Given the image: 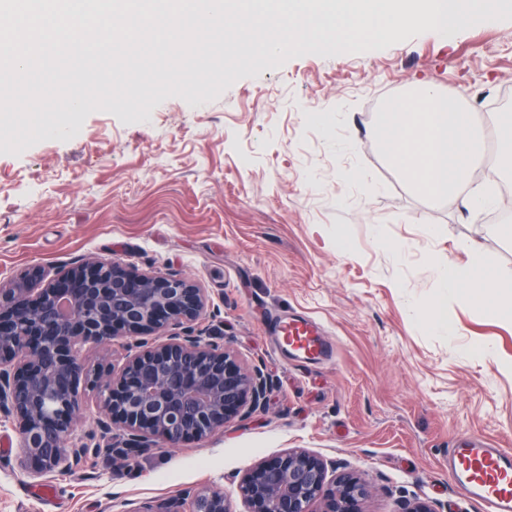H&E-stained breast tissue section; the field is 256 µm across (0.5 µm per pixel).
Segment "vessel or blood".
<instances>
[{"mask_svg": "<svg viewBox=\"0 0 512 512\" xmlns=\"http://www.w3.org/2000/svg\"><path fill=\"white\" fill-rule=\"evenodd\" d=\"M274 329L277 348L302 362L323 361L331 355L317 323L285 312ZM448 470L460 496L478 504L481 512H512V448H492L459 436L448 450Z\"/></svg>", "mask_w": 512, "mask_h": 512, "instance_id": "b4317fda", "label": "vessel or blood"}]
</instances>
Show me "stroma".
Segmentation results:
<instances>
[{
	"label": "stroma",
	"instance_id": "1",
	"mask_svg": "<svg viewBox=\"0 0 512 512\" xmlns=\"http://www.w3.org/2000/svg\"><path fill=\"white\" fill-rule=\"evenodd\" d=\"M427 83L486 122L512 103V20L428 31L383 50L315 52L242 74L215 100L162 97L80 113L20 155L0 153V280L109 257L196 281L192 327L269 379L263 410L207 438L125 458L107 452L100 394L83 391L87 453L33 474L0 425V512H155L188 489L237 492L257 461L313 452L371 487L363 512H478L448 477L456 436L512 448V317L444 294L433 261L480 247L512 286V201L464 208L415 194L376 146L379 106ZM442 301L455 335L430 326ZM283 311L318 322L330 360L274 347Z\"/></svg>",
	"mask_w": 512,
	"mask_h": 512
}]
</instances>
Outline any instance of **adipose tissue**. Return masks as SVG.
I'll list each match as a JSON object with an SVG mask.
<instances>
[{
	"label": "adipose tissue",
	"mask_w": 512,
	"mask_h": 512,
	"mask_svg": "<svg viewBox=\"0 0 512 512\" xmlns=\"http://www.w3.org/2000/svg\"><path fill=\"white\" fill-rule=\"evenodd\" d=\"M434 269L441 288L463 293L466 301L474 306L493 302L502 286L500 277L487 274L483 255L475 248L471 249L466 264L439 258L434 262Z\"/></svg>",
	"instance_id": "obj_1"
}]
</instances>
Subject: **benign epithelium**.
Returning a JSON list of instances; mask_svg holds the SVG:
<instances>
[{
    "label": "benign epithelium",
    "instance_id": "obj_1",
    "mask_svg": "<svg viewBox=\"0 0 512 512\" xmlns=\"http://www.w3.org/2000/svg\"><path fill=\"white\" fill-rule=\"evenodd\" d=\"M208 303L192 280L106 258L0 281V422L19 431L35 472L67 471L85 452L74 437L83 383L102 393L112 426L126 435L112 448L117 457L201 439L258 409L267 379L230 350L191 334L148 340L172 326L191 327ZM128 337L138 343L120 372L87 371V343ZM238 491L247 512H363L370 486L289 448L250 467ZM154 512L233 510L223 490L202 488Z\"/></svg>",
    "mask_w": 512,
    "mask_h": 512
}]
</instances>
